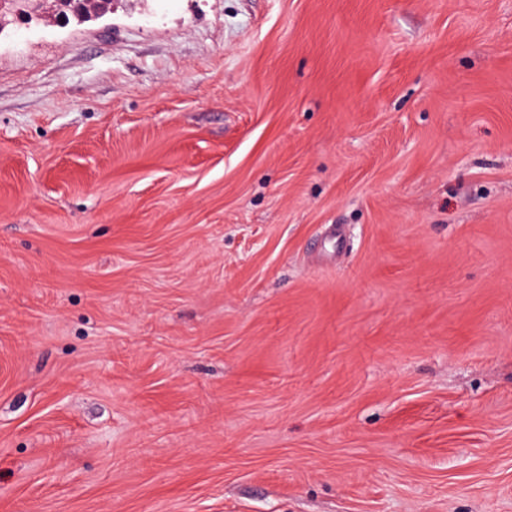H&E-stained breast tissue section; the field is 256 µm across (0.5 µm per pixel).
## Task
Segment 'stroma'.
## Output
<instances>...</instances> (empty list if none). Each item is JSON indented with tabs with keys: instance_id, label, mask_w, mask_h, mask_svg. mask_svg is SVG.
Here are the masks:
<instances>
[{
	"instance_id": "35a3bbf8",
	"label": "stroma",
	"mask_w": 512,
	"mask_h": 512,
	"mask_svg": "<svg viewBox=\"0 0 512 512\" xmlns=\"http://www.w3.org/2000/svg\"><path fill=\"white\" fill-rule=\"evenodd\" d=\"M0 512H512V0L10 16Z\"/></svg>"
}]
</instances>
